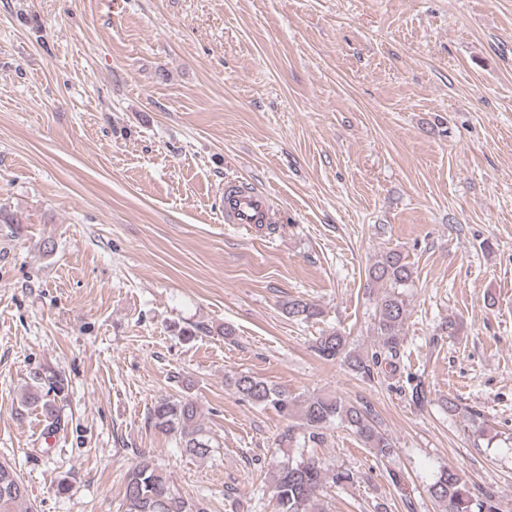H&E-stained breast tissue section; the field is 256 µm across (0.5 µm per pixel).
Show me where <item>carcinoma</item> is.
Wrapping results in <instances>:
<instances>
[{
    "label": "carcinoma",
    "mask_w": 512,
    "mask_h": 512,
    "mask_svg": "<svg viewBox=\"0 0 512 512\" xmlns=\"http://www.w3.org/2000/svg\"><path fill=\"white\" fill-rule=\"evenodd\" d=\"M411 278V267L400 254L388 252L382 255L369 270L371 283L390 288L378 302L379 350L369 358L353 355L347 351V337L334 331L317 339L315 351L319 357L334 361L343 356L352 369L367 376L382 360L393 362L398 359L407 305L396 289L404 287ZM288 315L306 320L316 316L317 310L307 302L294 300L288 303ZM33 382L34 391L27 394L24 402L42 404L50 419L48 430L53 432L60 425V415L46 397L51 392L62 393L65 380L55 373L36 372ZM231 386L239 398L256 406L270 408L286 419L300 417L301 433L297 435L294 429H288L283 435L285 442L314 443L320 440L321 430L336 419L376 455L385 457L392 451V439L380 430L364 406L330 395L301 400L251 374L235 375ZM150 419L156 428L179 437L187 452L199 456L210 452V438L204 434L199 406L194 400L188 397L161 398L151 410ZM328 480L336 485L346 484L353 481V474L348 471L330 474L314 459L284 462L272 477L270 493L275 499L276 512H321L318 496ZM429 493L443 512H500L493 495L485 493L483 498L475 499L459 473L451 468L436 476ZM123 508L124 512H193V505L175 493L158 467L146 460L135 465L127 475ZM0 512H36L27 486L16 468L6 461H0Z\"/></svg>",
    "instance_id": "obj_1"
}]
</instances>
